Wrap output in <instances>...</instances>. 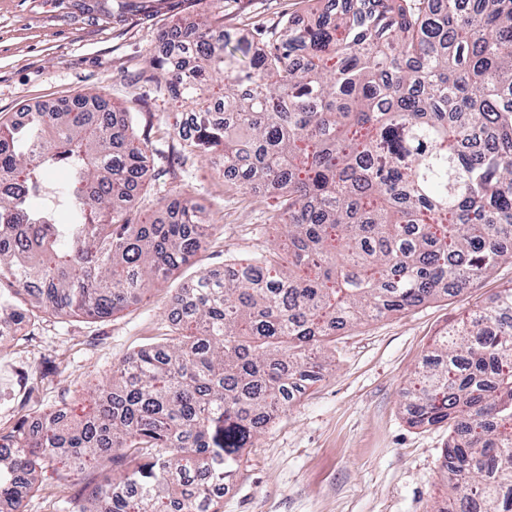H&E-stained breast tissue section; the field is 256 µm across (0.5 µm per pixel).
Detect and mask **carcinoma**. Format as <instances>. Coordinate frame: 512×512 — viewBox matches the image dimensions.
I'll list each match as a JSON object with an SVG mask.
<instances>
[{
    "label": "carcinoma",
    "mask_w": 512,
    "mask_h": 512,
    "mask_svg": "<svg viewBox=\"0 0 512 512\" xmlns=\"http://www.w3.org/2000/svg\"><path fill=\"white\" fill-rule=\"evenodd\" d=\"M155 66L192 109L183 140L246 192L268 194L286 247L202 273L166 343L90 393L0 432V501L21 512L38 473L121 467L67 512H221L245 449L323 367L336 331L465 290L512 259V0H341L286 23L265 50L207 21L161 35ZM124 109L67 100L0 122V339L20 294L56 314L109 317L205 240L187 199L133 224L145 142ZM63 166L60 224L41 201ZM8 287H3V284ZM404 397L443 424L456 512H512V288L436 338Z\"/></svg>",
    "instance_id": "obj_1"
}]
</instances>
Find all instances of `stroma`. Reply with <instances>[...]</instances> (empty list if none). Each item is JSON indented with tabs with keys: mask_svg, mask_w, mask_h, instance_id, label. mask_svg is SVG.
Listing matches in <instances>:
<instances>
[{
	"mask_svg": "<svg viewBox=\"0 0 512 512\" xmlns=\"http://www.w3.org/2000/svg\"><path fill=\"white\" fill-rule=\"evenodd\" d=\"M318 0H0V121L93 94L126 108L144 138L150 181L131 216L163 212L173 191L201 207L211 227L203 247L141 302L112 316H57L17 303L25 320L0 351V431L65 404L81 414L92 388L140 349L163 344L169 308L183 284L223 273L235 259L279 243L275 201L242 193L185 147L173 130L182 105L153 65L160 36L195 19L225 33L275 44L286 20L307 23ZM512 287V261L457 296L425 302L340 330L326 370L247 449L222 512H431L448 487L446 428L407 421L403 390L437 336L490 296Z\"/></svg>",
	"mask_w": 512,
	"mask_h": 512,
	"instance_id": "35a3bbf8",
	"label": "stroma"
}]
</instances>
